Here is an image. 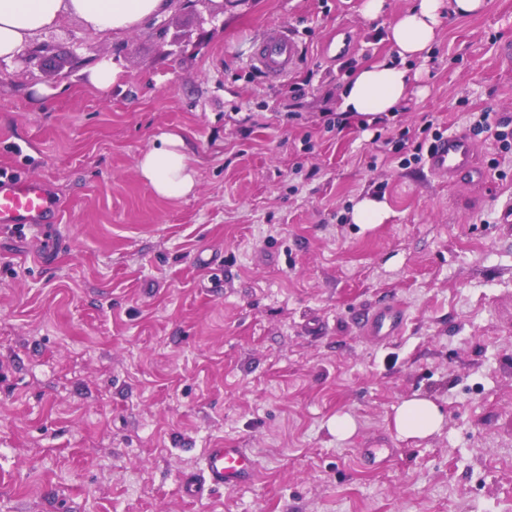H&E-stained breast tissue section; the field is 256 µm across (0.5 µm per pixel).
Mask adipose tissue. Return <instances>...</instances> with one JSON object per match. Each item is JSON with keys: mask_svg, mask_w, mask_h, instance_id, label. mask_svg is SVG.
<instances>
[{"mask_svg": "<svg viewBox=\"0 0 512 512\" xmlns=\"http://www.w3.org/2000/svg\"><path fill=\"white\" fill-rule=\"evenodd\" d=\"M484 3L414 0L386 25L389 55L360 67L344 82L341 112L370 124L393 116L425 72L444 21L477 13ZM171 5V0H0V59L13 58L66 16L95 31L122 34L166 14ZM136 167L159 197L178 199L195 190L196 171L177 134L160 135ZM393 423L399 438L424 439L441 430L444 415L432 399L416 396L400 404Z\"/></svg>", "mask_w": 512, "mask_h": 512, "instance_id": "1", "label": "adipose tissue"}]
</instances>
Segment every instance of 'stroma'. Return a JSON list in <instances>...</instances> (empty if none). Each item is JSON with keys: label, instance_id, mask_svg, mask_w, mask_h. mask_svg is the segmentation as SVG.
I'll return each instance as SVG.
<instances>
[{"label": "stroma", "instance_id": "1", "mask_svg": "<svg viewBox=\"0 0 512 512\" xmlns=\"http://www.w3.org/2000/svg\"><path fill=\"white\" fill-rule=\"evenodd\" d=\"M361 2L176 0L121 37L64 19L30 63L0 60V175L44 183L55 213L0 228V512H512V164L479 134L451 183L399 147L484 111L512 125V0L444 23L427 94L373 125L340 111L389 51ZM280 32L299 56L273 79L249 59ZM104 57L102 95L83 71ZM165 132L197 171L180 199L136 168ZM366 195L384 223L351 222ZM388 304L403 333L362 336ZM413 396L444 425L405 441ZM371 442L384 469L357 458ZM220 446L250 450L253 483L205 484ZM393 423L399 438L424 439L441 430L444 414L432 399L416 396L400 404Z\"/></svg>", "mask_w": 512, "mask_h": 512}]
</instances>
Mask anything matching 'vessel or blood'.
<instances>
[{"instance_id": "1", "label": "vessel or blood", "mask_w": 512, "mask_h": 512, "mask_svg": "<svg viewBox=\"0 0 512 512\" xmlns=\"http://www.w3.org/2000/svg\"><path fill=\"white\" fill-rule=\"evenodd\" d=\"M298 53L293 37L272 36L258 42L250 59L270 77L286 76ZM431 174L458 179L472 172L475 165V143L465 133H451L434 142L427 153ZM51 207L42 182L33 179H0V226L40 228ZM405 312L395 305H386L369 313L363 322V333L375 340H386L402 333ZM204 469L211 486L233 489L252 483L256 466L246 449L210 448L204 455Z\"/></svg>"}]
</instances>
